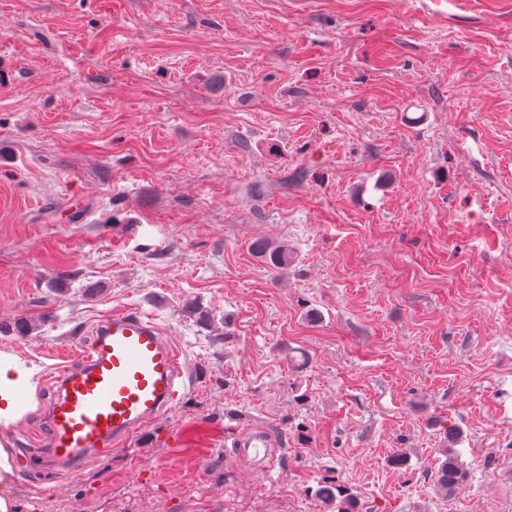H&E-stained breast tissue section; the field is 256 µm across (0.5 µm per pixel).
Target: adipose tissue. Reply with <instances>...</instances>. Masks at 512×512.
I'll use <instances>...</instances> for the list:
<instances>
[{"label": "adipose tissue", "mask_w": 512, "mask_h": 512, "mask_svg": "<svg viewBox=\"0 0 512 512\" xmlns=\"http://www.w3.org/2000/svg\"><path fill=\"white\" fill-rule=\"evenodd\" d=\"M40 369L16 355L0 351V433L22 421L35 408Z\"/></svg>", "instance_id": "adipose-tissue-1"}]
</instances>
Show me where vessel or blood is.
<instances>
[{"label":"vessel or blood","mask_w":512,"mask_h":512,"mask_svg":"<svg viewBox=\"0 0 512 512\" xmlns=\"http://www.w3.org/2000/svg\"><path fill=\"white\" fill-rule=\"evenodd\" d=\"M49 404V453L79 465L89 452L120 445L172 408L180 389L178 352L151 316L120 309L104 318L95 338L75 351ZM231 445L255 466L269 467L280 441L264 426L236 433Z\"/></svg>","instance_id":"b4317fda"}]
</instances>
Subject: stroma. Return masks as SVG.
I'll return each mask as SVG.
<instances>
[{
  "instance_id": "stroma-1",
  "label": "stroma",
  "mask_w": 512,
  "mask_h": 512,
  "mask_svg": "<svg viewBox=\"0 0 512 512\" xmlns=\"http://www.w3.org/2000/svg\"><path fill=\"white\" fill-rule=\"evenodd\" d=\"M126 307L190 384L69 469L52 377ZM20 317L0 351L41 384L8 434L17 512H329L326 481L359 512H512V0H0V323ZM256 424L284 443L266 470L225 446ZM252 251L264 258L270 268L274 270L284 269L292 261L291 253L288 251V245L271 246L269 241L257 239L250 244ZM443 437L448 448H442L444 459L438 462L435 478L440 490L448 496H453L463 489L466 472L459 464L452 448L458 438L457 430L453 427L445 428ZM317 498L328 508H336V512H357L356 498L347 493L339 484L323 482L315 491Z\"/></svg>"
}]
</instances>
